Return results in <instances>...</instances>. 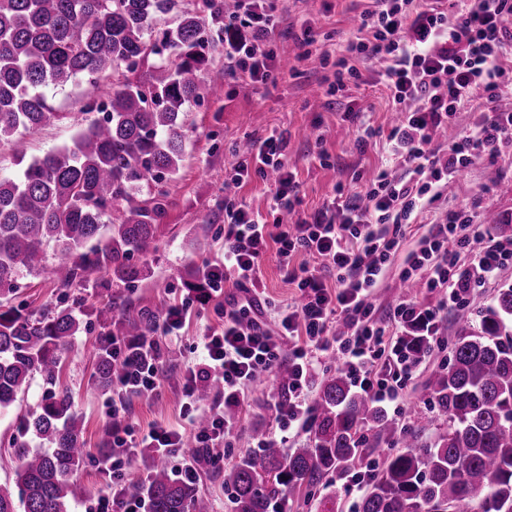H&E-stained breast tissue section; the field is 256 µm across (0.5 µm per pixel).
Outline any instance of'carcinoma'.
Here are the masks:
<instances>
[{
  "mask_svg": "<svg viewBox=\"0 0 512 512\" xmlns=\"http://www.w3.org/2000/svg\"><path fill=\"white\" fill-rule=\"evenodd\" d=\"M203 3L207 16L183 11L175 26L158 30L157 18L174 11L177 0H0V147L59 118L45 87L118 75L107 101L85 105L105 112L103 119L72 145L32 159L18 178H0V299L19 277L47 273L62 287L95 271L123 288L138 287L143 269L135 256L156 246L170 207L157 186L183 160V107L224 94L208 66L234 5ZM144 190L148 197L138 198ZM155 317L105 318L95 386L111 387L121 368L112 361V337L144 336ZM456 320L448 367L429 381L447 424L434 444L401 430L337 370L321 382L310 447L285 459L269 442L259 456L224 469L234 512H269L288 489L355 473L364 465L366 429L397 452L373 475L358 512H512V288L497 293L478 326L462 310ZM82 329L70 310L32 318L0 302V412L35 376L49 385L20 427L40 447L15 442L18 466L14 484H0V512H70L81 494L69 475L87 453L84 424L58 380L63 354ZM409 340L414 360L429 353L428 337ZM141 491L149 512H209L193 482L162 465Z\"/></svg>",
  "mask_w": 512,
  "mask_h": 512,
  "instance_id": "carcinoma-1",
  "label": "carcinoma"
}]
</instances>
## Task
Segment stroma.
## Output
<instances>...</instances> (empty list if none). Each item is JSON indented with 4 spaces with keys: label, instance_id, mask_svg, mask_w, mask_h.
I'll list each match as a JSON object with an SVG mask.
<instances>
[{
    "label": "stroma",
    "instance_id": "stroma-1",
    "mask_svg": "<svg viewBox=\"0 0 512 512\" xmlns=\"http://www.w3.org/2000/svg\"><path fill=\"white\" fill-rule=\"evenodd\" d=\"M372 0H285L279 26L274 34V50L288 68L276 82L259 85L244 76L225 78L224 95L217 100L189 104L182 119L187 138L185 155L176 175L165 189L171 207L155 248L139 255L137 261L149 276L134 293L113 285L110 275L96 271L87 283L59 287L45 276H26L19 281L15 306L37 316L57 307L72 310L82 318L85 328L74 351L66 355L60 383L73 396V410L82 418L87 439V454L71 479L95 495L102 487L98 470V450L112 439L107 410L112 392L93 385L96 348L102 332L97 313L111 310L113 315L137 318L148 311L179 302L193 267L224 258V179L241 160L240 143L273 134L285 142L289 167L299 182L301 203L295 217H305L337 196L363 194L365 181L381 164L391 163L387 145L379 137L363 140L366 127L388 130L394 118L392 103L380 73L383 63H368L348 53L356 41L360 15L372 8ZM309 26L318 45L330 58L304 56L299 45L302 26ZM346 58L355 76L344 83L336 81V61ZM86 77H78L61 89L47 88L61 118L51 126L16 139L13 146L0 148V177H17L21 168L16 156H41L71 145L77 132L92 116L84 110ZM357 109L355 120H346L348 109ZM460 211L474 223L484 225L487 235L504 242L512 240V150L503 151L496 161L472 160L468 168L444 190L441 199L419 218L410 236L397 250L400 256L415 249L423 227L436 223L442 213ZM496 214L497 223H486L487 214ZM259 294L267 305L263 321L273 322L277 309L296 299V290L280 266L275 253H267L262 265ZM224 300L214 298L204 310L193 312L178 335L164 339L162 349L167 370L179 372L201 360V338L206 329L222 327ZM458 328L453 313H445L442 343L421 364L403 391L408 404L426 408L431 394L429 379L447 367ZM45 392L41 379H34L23 405L0 414V483H11L16 459L8 442L19 429L24 411L36 407ZM280 398L273 379L260 376L249 389V405L236 412V431L229 442L233 459L258 455L253 439L264 432L284 437L282 454L310 445L308 428H292L281 434L275 404ZM124 410L128 422L145 429L154 424L176 428L185 437L194 429L181 404L177 386H168L158 399L126 397ZM196 487L211 502V512H234L232 496L224 486V467L208 461L198 464ZM290 512H321L322 502L333 499L336 512H353L354 497L343 478L325 477L311 489L287 493Z\"/></svg>",
    "mask_w": 512,
    "mask_h": 512
}]
</instances>
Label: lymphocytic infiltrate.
I'll use <instances>...</instances> for the list:
<instances>
[{
  "instance_id": "1",
  "label": "lymphocytic infiltrate",
  "mask_w": 512,
  "mask_h": 512,
  "mask_svg": "<svg viewBox=\"0 0 512 512\" xmlns=\"http://www.w3.org/2000/svg\"><path fill=\"white\" fill-rule=\"evenodd\" d=\"M236 3V11L224 18L226 76L245 74L261 84L275 80L281 72L271 48L279 23L278 0ZM409 3L375 0L374 9L361 15L357 41L348 47L364 59L387 64L384 83L402 112L386 139L405 168L404 176L379 169L367 182L363 201L327 206L290 224L283 216L295 211L300 198L284 143L270 136L252 144L226 184L238 187L274 177V221L225 196L223 262L206 265L201 287L168 306L155 332L112 341V358L122 365L113 395L160 397L166 382L161 337L176 335L194 305L223 295L225 284L234 282L241 299L230 300L223 327L203 339L202 362L185 368L181 378L184 407L206 424L189 441L162 425L139 432L126 423L122 406L112 405L109 481L89 500L85 512H147L145 499L124 485L127 464L145 449L163 458L179 454L181 476L196 479L194 448L226 447L232 430L227 408L244 406L253 382L260 375L277 374L283 366L291 378L287 401L276 404L281 430L308 423L309 378L328 354L338 357L362 397L406 425L401 392L418 369L409 356L407 329L421 330L441 343V310L467 306L472 278H490L512 262V250L488 239L483 225L447 213L443 222L429 225L418 248L406 255L400 273L402 282L438 292V306L402 299L388 322L373 316L369 298L385 279L390 259L412 224L473 158H494L503 145H512V111L499 109L481 113L468 134L448 145L434 141L436 130L470 106L476 95L493 102L512 87V0H468L454 11L444 8L443 0H426L414 11ZM462 249L469 257L465 265L458 255ZM271 250L284 268L299 253L308 254L314 264L292 274L298 300L269 325L252 310L261 262ZM327 270L336 274L335 287L326 284ZM338 319L345 322L346 332L334 331ZM210 379L222 384L223 405L199 401L196 388Z\"/></svg>"
}]
</instances>
